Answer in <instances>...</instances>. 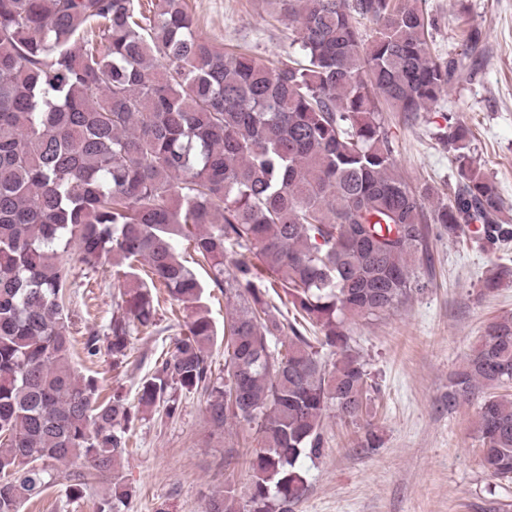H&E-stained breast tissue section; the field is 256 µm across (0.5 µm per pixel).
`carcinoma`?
<instances>
[{
  "instance_id": "obj_1",
  "label": "carcinoma",
  "mask_w": 512,
  "mask_h": 512,
  "mask_svg": "<svg viewBox=\"0 0 512 512\" xmlns=\"http://www.w3.org/2000/svg\"><path fill=\"white\" fill-rule=\"evenodd\" d=\"M146 4L0 0V512L42 497L54 462L81 468L66 496L83 498L87 477L117 471L136 422L157 408L177 419L182 393L198 391L214 430L235 425L256 443L247 500L227 483L206 512H294L309 490L300 462L325 452L326 414L354 421L370 400L347 322L385 316L421 287L432 224L512 242L464 127L446 135L457 186L428 209L432 187L396 172L382 121L427 111L469 71L431 54L433 20L413 0H271L300 50L274 66L198 36L183 0ZM183 241L224 292L221 332ZM74 253L92 272L112 264L119 283L86 357L104 343L118 368L133 363V335L165 344L135 403L75 371ZM163 301L187 318L169 340ZM510 385L511 315L486 326L447 394L450 409L481 395V465L505 480ZM132 496L116 476L97 512Z\"/></svg>"
}]
</instances>
